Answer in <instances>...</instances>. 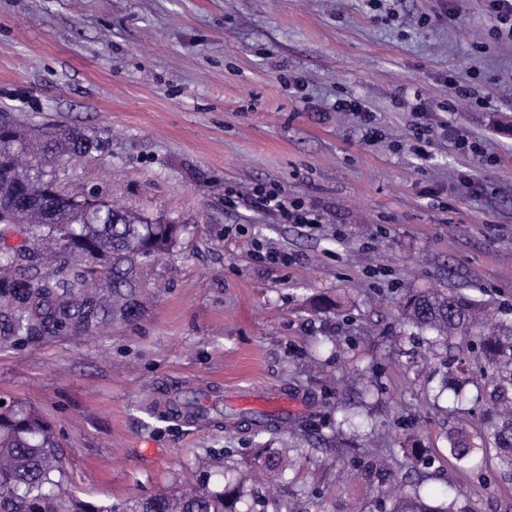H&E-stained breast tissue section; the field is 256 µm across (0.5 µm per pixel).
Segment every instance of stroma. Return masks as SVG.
Listing matches in <instances>:
<instances>
[{"mask_svg":"<svg viewBox=\"0 0 512 512\" xmlns=\"http://www.w3.org/2000/svg\"><path fill=\"white\" fill-rule=\"evenodd\" d=\"M493 26L485 0H0V115L98 132L104 150L55 167L60 189L183 227L141 270L139 319L0 336V398L48 418L73 491L111 502L229 474L240 512H392L413 493L512 512L486 415L434 396L477 337L431 345L399 309L427 288L512 308V40ZM452 77L478 102L451 98ZM349 96L367 112L333 111ZM417 98L436 126L422 156ZM260 183L321 224L252 207ZM269 249L290 263L261 262ZM189 382L307 406L259 434L154 410ZM461 426L483 440L467 468L448 454Z\"/></svg>","mask_w":512,"mask_h":512,"instance_id":"stroma-1","label":"stroma"}]
</instances>
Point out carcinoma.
I'll return each instance as SVG.
<instances>
[{"label": "carcinoma", "mask_w": 512, "mask_h": 512, "mask_svg": "<svg viewBox=\"0 0 512 512\" xmlns=\"http://www.w3.org/2000/svg\"><path fill=\"white\" fill-rule=\"evenodd\" d=\"M104 140L76 129H58L39 152L0 134V203L25 240L0 248V335L24 338L82 335L109 323L132 322L144 312L141 265L164 255L181 232L101 202L73 200L59 210L51 179L31 174L38 154L60 165L99 151ZM53 247L63 268L41 272L43 247ZM405 318L437 340L476 334L483 370L460 363L455 371L477 388L491 387L497 404L493 437L499 466L512 471V314L482 313L458 292L422 290L409 295ZM480 444L465 430L448 436L449 455L465 464ZM63 451L42 413L20 400L0 405V512H236L231 493L205 485L166 489L111 504L86 501L69 491ZM392 512H443L418 498L401 499Z\"/></svg>", "instance_id": "cac0c4a2"}]
</instances>
